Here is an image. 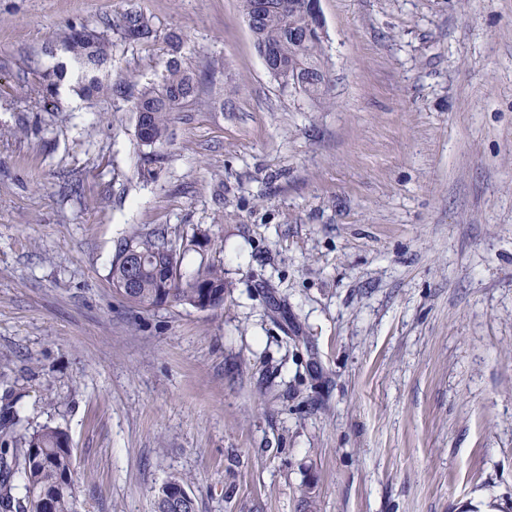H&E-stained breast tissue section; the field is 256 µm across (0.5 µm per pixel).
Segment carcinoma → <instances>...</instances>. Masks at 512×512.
Returning a JSON list of instances; mask_svg holds the SVG:
<instances>
[{
	"label": "carcinoma",
	"instance_id": "cac0c4a2",
	"mask_svg": "<svg viewBox=\"0 0 512 512\" xmlns=\"http://www.w3.org/2000/svg\"><path fill=\"white\" fill-rule=\"evenodd\" d=\"M304 0H274L264 21L253 30L258 47L272 48L281 63L283 76L305 64L316 71L328 68L324 40L311 39L299 45L288 34L309 25V15L301 7ZM112 31L123 42H152L159 38L158 30L140 11L129 8L112 22ZM171 54L163 66L157 85L145 87L132 100L136 134L141 145L157 148L167 140L171 115L184 102L199 93V81L179 58L180 41L170 35ZM115 42L107 31L85 23L69 27L64 41L79 65L77 92L92 99L100 92L95 76L112 62ZM67 73L63 62L43 73L39 83V98L47 112L56 109L60 83ZM142 259L138 287L128 291L121 286L120 273L128 252ZM176 250L167 242L141 235L124 240L112 261L111 279L116 292L125 300L143 308L170 303L198 307L204 297L213 299L216 306L224 304V270L207 266L184 283L177 272ZM0 444L13 445L11 458L0 457V466L17 473L23 482L26 504L18 505L20 512H78V492L73 479L74 456L67 435L56 427L44 425L32 433L15 438L4 436Z\"/></svg>",
	"mask_w": 512,
	"mask_h": 512
}]
</instances>
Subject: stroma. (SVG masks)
I'll list each match as a JSON object with an SVG mask.
<instances>
[{
  "label": "stroma",
  "instance_id": "35a3bbf8",
  "mask_svg": "<svg viewBox=\"0 0 512 512\" xmlns=\"http://www.w3.org/2000/svg\"><path fill=\"white\" fill-rule=\"evenodd\" d=\"M136 6L102 83L201 92L147 157L132 101L34 92L48 39ZM328 90L266 69L241 0H0V407L65 432L79 512H512V0H320ZM165 237L223 306L144 310ZM112 32H116L122 42H152L159 38L158 30L135 8L127 9L112 22ZM136 252L143 260L139 268L138 287L134 288L137 274L136 263L131 262L121 286L120 273L126 255ZM176 250L164 240L134 235L125 239L112 261L111 279L116 292L125 300L143 308H154L170 303L187 304L200 309L204 297L213 299L220 307L224 304V270L216 266L199 269L196 275L183 283L177 272ZM126 288H133L128 292Z\"/></svg>",
  "mask_w": 512,
  "mask_h": 512
}]
</instances>
